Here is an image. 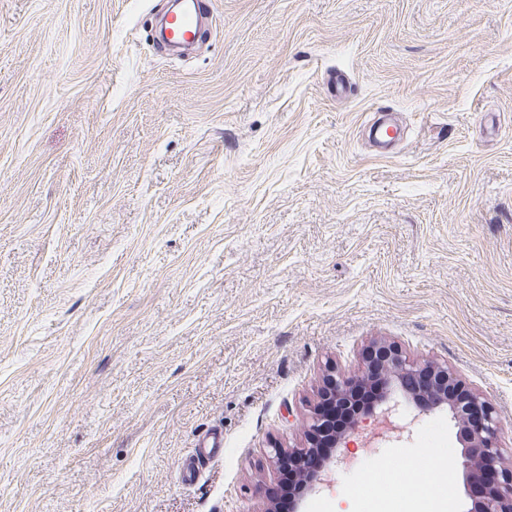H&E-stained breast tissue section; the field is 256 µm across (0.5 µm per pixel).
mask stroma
I'll return each mask as SVG.
<instances>
[{
	"label": "stroma",
	"instance_id": "1",
	"mask_svg": "<svg viewBox=\"0 0 512 512\" xmlns=\"http://www.w3.org/2000/svg\"><path fill=\"white\" fill-rule=\"evenodd\" d=\"M163 3L0 0V512H264L379 339L512 422V0H201L186 57ZM402 418L304 512H429L443 448L467 512L447 407ZM197 447L195 458L184 461L180 466L184 484L194 483L199 479L201 466L205 460L224 454V436L221 431H207L199 438Z\"/></svg>",
	"mask_w": 512,
	"mask_h": 512
}]
</instances>
